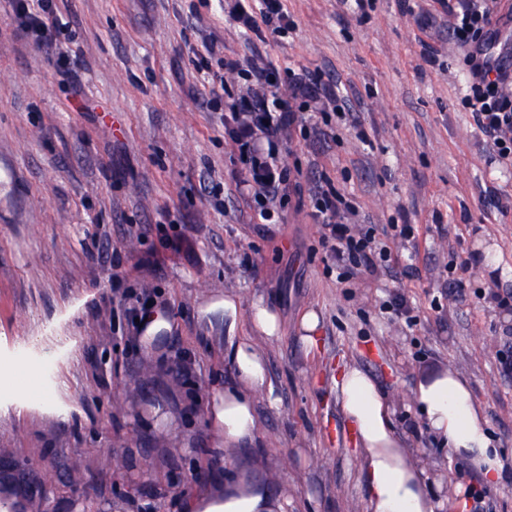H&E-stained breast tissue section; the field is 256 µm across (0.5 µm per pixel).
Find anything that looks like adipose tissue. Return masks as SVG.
<instances>
[{
	"label": "adipose tissue",
	"mask_w": 512,
	"mask_h": 512,
	"mask_svg": "<svg viewBox=\"0 0 512 512\" xmlns=\"http://www.w3.org/2000/svg\"><path fill=\"white\" fill-rule=\"evenodd\" d=\"M223 304L230 322L224 355L236 369L237 384L225 391L213 415L224 446L230 449L259 431L254 397L272 394L273 387L266 355L253 335H274L278 323L275 315L256 305L249 330L237 329L239 299L228 294ZM336 396L359 444L369 512H437L440 503L426 492L420 472L407 459L374 380L358 367L345 366L336 381ZM414 400L429 428L446 439L454 454L468 458L488 481L497 479L502 460L466 380L451 371L434 372L418 382ZM204 512H288V497L273 495L262 480L236 477L225 482L223 499L207 503Z\"/></svg>",
	"instance_id": "obj_1"
}]
</instances>
